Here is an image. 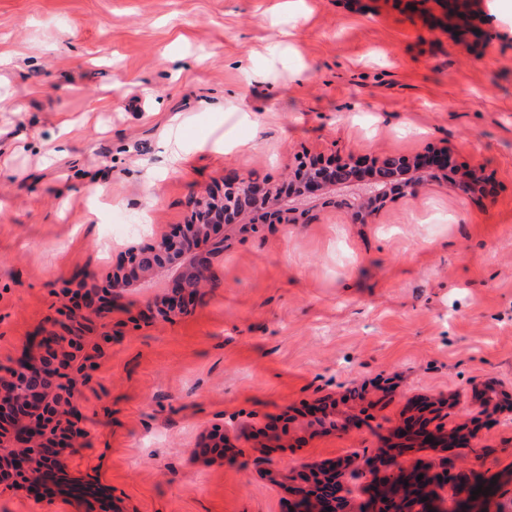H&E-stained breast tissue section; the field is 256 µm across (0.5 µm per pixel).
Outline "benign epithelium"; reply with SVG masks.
<instances>
[{"instance_id":"7a95c632","label":"benign epithelium","mask_w":512,"mask_h":512,"mask_svg":"<svg viewBox=\"0 0 512 512\" xmlns=\"http://www.w3.org/2000/svg\"><path fill=\"white\" fill-rule=\"evenodd\" d=\"M440 183L469 196L490 179L480 166L458 165L448 149L415 156L302 154L288 164L287 176L277 184L252 173L224 177L192 199L183 223L127 246L105 277L93 273L64 282L66 292L73 284L81 290L79 304L62 306L56 316L30 334L23 365L14 367L13 374L0 376V405L53 408L70 431V444L47 458L39 455L37 449L44 442L42 425L19 416L9 434L0 433V470L11 465L30 477L64 475L70 485L62 487L58 496L74 512H90L84 499L71 490V485L81 480L71 475L70 464L84 437L76 407L77 388L88 378L87 362L102 353V347L94 345L93 353L77 363L69 361V356L78 343L87 341L92 325L99 326L103 340H112L113 309L97 303L100 284H106L114 298L138 288L158 289L147 297L144 317L151 322H172L187 312L200 290L212 281L213 259L224 255V227L233 234L257 235L267 224H307L319 206L345 210L352 224H371L388 204ZM397 462L383 453L369 463L336 462L339 474L351 469L370 477L366 496L360 501L345 499L341 512H383V495L390 490L403 491L401 485L387 484L388 472L399 471ZM447 470L445 461L423 470L429 478L427 487L435 493L427 502L431 512H445L437 493L448 487ZM316 472L313 467L296 466L285 475L274 469L268 475L285 480L291 495L290 512H320L318 500L299 492L313 481Z\"/></svg>"}]
</instances>
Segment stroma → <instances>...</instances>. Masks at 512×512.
Returning <instances> with one entry per match:
<instances>
[{"instance_id": "stroma-1", "label": "stroma", "mask_w": 512, "mask_h": 512, "mask_svg": "<svg viewBox=\"0 0 512 512\" xmlns=\"http://www.w3.org/2000/svg\"><path fill=\"white\" fill-rule=\"evenodd\" d=\"M454 40L412 0H0V365L57 305L64 279L106 274L133 239L183 223L224 174L279 180L296 154L452 150L491 179L390 203L371 224L234 235L215 285L172 323L128 294L80 385L74 476L131 512H287L270 469L385 447L418 402L446 429L482 427L463 469L512 502V14ZM74 125L65 152L59 127ZM169 144L176 160L162 155ZM360 427L260 451L252 431L330 397ZM223 426L225 457L203 455Z\"/></svg>"}]
</instances>
